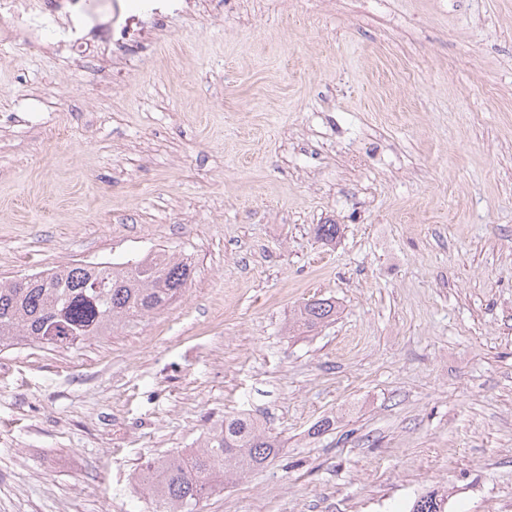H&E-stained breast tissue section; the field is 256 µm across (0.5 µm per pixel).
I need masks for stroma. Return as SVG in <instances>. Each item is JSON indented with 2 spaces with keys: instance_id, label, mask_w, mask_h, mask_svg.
Instances as JSON below:
<instances>
[{
  "instance_id": "stroma-1",
  "label": "stroma",
  "mask_w": 512,
  "mask_h": 512,
  "mask_svg": "<svg viewBox=\"0 0 512 512\" xmlns=\"http://www.w3.org/2000/svg\"><path fill=\"white\" fill-rule=\"evenodd\" d=\"M208 4L115 87L0 38V280L192 267L126 328L0 350V512H149L146 461L227 413L282 449L196 512H512V0ZM336 316V303L330 299H317L306 303L300 307L296 313L295 320L291 328L303 330L302 332L311 331L320 324H323Z\"/></svg>"
}]
</instances>
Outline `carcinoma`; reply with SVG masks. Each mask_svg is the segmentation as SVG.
<instances>
[{
  "label": "carcinoma",
  "mask_w": 512,
  "mask_h": 512,
  "mask_svg": "<svg viewBox=\"0 0 512 512\" xmlns=\"http://www.w3.org/2000/svg\"><path fill=\"white\" fill-rule=\"evenodd\" d=\"M191 264L165 254L140 260L56 267L34 274L18 288L0 282V347H72L165 309L190 279ZM336 316V303L317 299L300 307L293 326L305 332ZM281 445L256 419L226 415L200 446L159 462L144 483L157 512H192L189 506L224 489L235 476L263 466ZM411 512H446L444 496L432 490Z\"/></svg>",
  "instance_id": "obj_1"
}]
</instances>
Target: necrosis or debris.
<instances>
[{
    "label": "necrosis or debris",
    "instance_id": "obj_1",
    "mask_svg": "<svg viewBox=\"0 0 512 512\" xmlns=\"http://www.w3.org/2000/svg\"><path fill=\"white\" fill-rule=\"evenodd\" d=\"M79 2L55 0L50 9L45 0H0V17L10 20L32 44L41 43L46 29H54L58 45L70 56L86 63H108L111 82L124 84L148 67L147 62L124 58L122 51L144 19L158 20L173 11L197 8L195 0H142L141 13L130 14L123 0H89L86 8Z\"/></svg>",
    "mask_w": 512,
    "mask_h": 512
}]
</instances>
